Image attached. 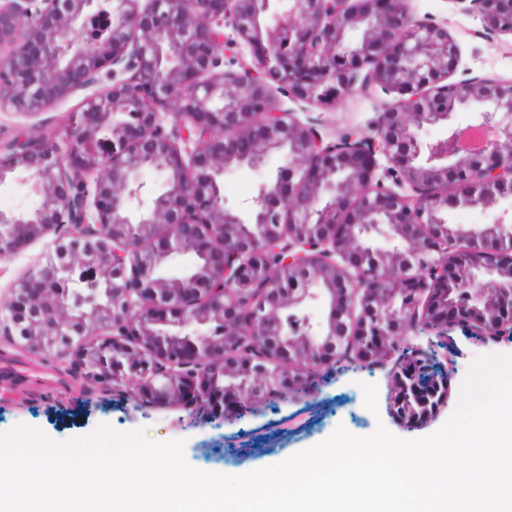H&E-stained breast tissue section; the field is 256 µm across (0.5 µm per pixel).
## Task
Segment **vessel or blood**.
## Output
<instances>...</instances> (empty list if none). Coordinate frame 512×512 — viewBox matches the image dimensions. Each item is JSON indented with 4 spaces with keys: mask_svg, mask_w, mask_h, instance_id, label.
<instances>
[{
    "mask_svg": "<svg viewBox=\"0 0 512 512\" xmlns=\"http://www.w3.org/2000/svg\"><path fill=\"white\" fill-rule=\"evenodd\" d=\"M77 383L62 371L33 356L0 354V403L24 406L54 395L67 397L77 390Z\"/></svg>",
    "mask_w": 512,
    "mask_h": 512,
    "instance_id": "vessel-or-blood-1",
    "label": "vessel or blood"
}]
</instances>
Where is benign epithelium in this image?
<instances>
[{
	"label": "benign epithelium",
	"mask_w": 512,
	"mask_h": 512,
	"mask_svg": "<svg viewBox=\"0 0 512 512\" xmlns=\"http://www.w3.org/2000/svg\"><path fill=\"white\" fill-rule=\"evenodd\" d=\"M410 2L0 0V110L47 112L84 93L66 142L25 135L0 163V186L25 183L41 197L33 215L0 212L1 260L55 224L70 228L0 301V329L29 335L17 294L34 285L56 281L76 297L110 277L111 303L77 326L60 304L43 335L77 331L94 345L109 322L115 342L140 335L147 316L153 335L125 347L126 387L202 360L204 377L248 380L226 421L258 410L264 383L285 400L305 394L304 378L373 367L409 350L412 335L465 323L511 342L512 264L500 243L512 239V205H502L512 200V81L452 79L460 40L448 20L421 17ZM451 2L481 23L458 34L512 35V0ZM381 94L392 100L377 119L335 140L307 110ZM436 125L447 138L425 140ZM285 134L289 150L250 206L219 196L224 174L263 164L259 142ZM145 159L163 177L159 195L139 179ZM459 205L493 222L452 227L438 217ZM158 223L173 235L141 233ZM186 241L208 253L207 276L178 264ZM311 262L319 274L288 291L267 276ZM172 283L183 289L177 307ZM450 292L463 303L433 318ZM202 294L224 301L222 345L186 315ZM297 317L303 328L286 326ZM167 326L190 337V355H171ZM417 360L392 375L390 406L420 408L399 414L407 424L448 405L444 370L435 404L421 411L409 370Z\"/></svg>",
	"instance_id": "obj_1"
}]
</instances>
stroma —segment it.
<instances>
[{
  "label": "stroma",
  "mask_w": 512,
  "mask_h": 512,
  "mask_svg": "<svg viewBox=\"0 0 512 512\" xmlns=\"http://www.w3.org/2000/svg\"><path fill=\"white\" fill-rule=\"evenodd\" d=\"M462 67L477 74H493L512 79V36L470 38L462 46ZM81 95H74L50 112H0V145L19 133L38 137L47 135L66 139L67 118L80 111ZM379 103L359 96L347 97L325 112L326 132L338 137L353 126L373 121ZM411 343L417 352L436 357L446 365L448 406L426 422L406 426L389 410L390 375L399 364L391 358L371 368H352L337 374L314 389L312 395H300L289 401L273 400L260 412L233 422L202 421L186 426L178 407L156 403L146 408L134 407L120 391L89 389L64 404L42 399L24 408L0 406V434L25 426L39 430L54 442L89 436L100 427L125 434L145 430L155 441H184V455L189 465L227 475H242L281 462L293 454L327 439L337 427L356 436H367L377 425H384L403 439L429 436L444 425L453 413L461 383L472 360L491 353L512 354V344L481 339L475 329L460 325L448 335L419 336ZM377 388L378 410L364 405V385Z\"/></svg>",
  "instance_id": "1"
}]
</instances>
